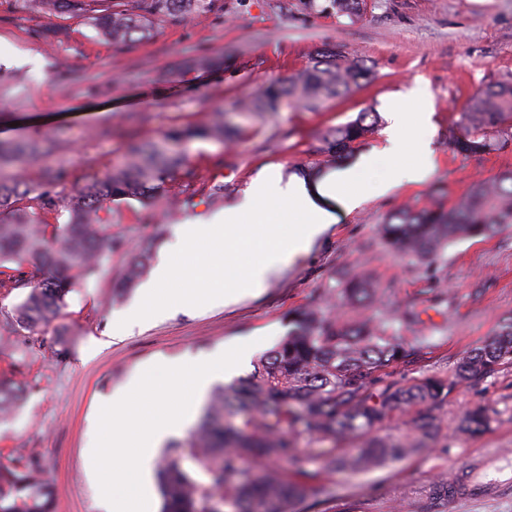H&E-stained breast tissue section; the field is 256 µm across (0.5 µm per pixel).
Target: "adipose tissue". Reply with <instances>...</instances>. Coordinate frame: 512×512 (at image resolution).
<instances>
[{"instance_id":"obj_1","label":"adipose tissue","mask_w":512,"mask_h":512,"mask_svg":"<svg viewBox=\"0 0 512 512\" xmlns=\"http://www.w3.org/2000/svg\"><path fill=\"white\" fill-rule=\"evenodd\" d=\"M392 119L386 152L401 165L377 185L380 193L423 181L434 170L428 138L411 135L412 126L428 127V112L399 105ZM359 170L344 169L315 182L268 175L252 184L239 205L183 224L145 284L140 305L115 323V334L160 311L228 305L259 292L336 224L339 213L360 205L365 189Z\"/></svg>"}]
</instances>
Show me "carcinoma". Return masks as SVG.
I'll return each instance as SVG.
<instances>
[{
  "mask_svg": "<svg viewBox=\"0 0 512 512\" xmlns=\"http://www.w3.org/2000/svg\"><path fill=\"white\" fill-rule=\"evenodd\" d=\"M21 7L84 17L98 33L121 48L150 39L159 21H183L221 11L223 0H19ZM339 15L359 14L362 0H329ZM372 77L367 60L337 46L317 49L308 63L283 81L236 102L243 119L223 112L208 122L174 126L149 142L128 141L123 159L101 175H73L72 191H56L65 175L63 143L0 141V288L30 287L3 324L9 333L37 334L67 304L73 286L96 275L112 250L126 242L112 237L101 213L116 197L153 205L173 201L178 211L204 196L224 203V185H198L189 147L199 140L234 143L246 123L266 121L284 107L319 112L359 89ZM380 114L367 109L341 126L325 130L313 153L328 164L348 156L375 132ZM461 134L454 149L481 156L512 143V76L490 82L460 114ZM44 157L34 174L29 162ZM68 213L64 224H50L52 213ZM512 224V170L491 182L474 183L466 197L444 207L400 209L383 222L381 234L402 255L419 260L436 256L458 239L484 238ZM147 250L127 268L111 298L122 296L146 272ZM42 274L34 282L27 271ZM344 300L367 307L376 288L363 276L342 288ZM421 322L406 309L390 319L343 320L331 311L310 309L294 319L288 336L263 355L254 370L210 396L199 424L188 438L172 443L158 470L163 512H290L289 506L319 488L288 479L299 463L295 438L313 443L356 439L352 454L336 448L317 454L318 469H301L309 480L338 468L351 473L399 460L435 442L443 431L448 399L460 383L494 375L512 365V317L488 344L464 357L455 378L425 377L411 385L388 378L385 369L410 356L398 331ZM22 389L0 379V418L11 414ZM418 406L413 433L401 440L378 436L395 414ZM493 417L486 410L466 414L459 430L473 435ZM51 492L27 465L0 463V512H52Z\"/></svg>",
  "mask_w": 512,
  "mask_h": 512,
  "instance_id": "carcinoma-1",
  "label": "carcinoma"
}]
</instances>
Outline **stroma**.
<instances>
[{
    "label": "stroma",
    "mask_w": 512,
    "mask_h": 512,
    "mask_svg": "<svg viewBox=\"0 0 512 512\" xmlns=\"http://www.w3.org/2000/svg\"><path fill=\"white\" fill-rule=\"evenodd\" d=\"M52 17L0 0V139L46 140L64 135L69 171H104L119 161L122 141L95 138L133 113L132 126L153 140L175 125L232 111L242 96L302 68L326 44L370 60L373 80L318 112L285 109L273 120L250 125L241 142L201 141L191 146L200 184L226 185L225 206L237 205L263 171L298 176L318 160L312 148L327 127L374 107L378 130L355 153L378 157L365 181L376 184L393 161L385 156L391 112L398 101L430 113L433 174L387 193L369 192L352 212L319 238L310 251L272 277L263 290L229 306L156 315L122 336L112 322L137 306L141 288L105 302L151 241L148 268H155L187 217L216 208L200 202L191 214L156 224L147 206L117 201L113 235L129 248L112 253L97 278L77 285L62 315L42 327L38 339L15 334L0 339V374L25 387L17 411L0 420V462L24 453L54 487L55 512H105L92 463L99 401L125 387L144 367L161 360L209 357L225 348L256 342L265 353L284 339L293 314L337 292L357 273L372 280L391 315L413 308L422 323L413 335L424 343L410 363L391 367L393 380L409 384L428 376L454 377L461 359L499 333L512 316V226L492 236L454 241L436 258L408 259L390 248L379 227L392 212L440 200L450 205L472 184L512 169V146L480 157L456 153L453 142L469 98L486 82L512 74V0H364L358 18L339 17L328 0H224L223 11L187 22L161 21L151 40L117 48L82 18L60 19L61 41L47 42ZM223 54V69L180 71L190 55ZM74 81L58 79L60 67ZM484 408L494 413L476 436L455 432L459 416ZM438 442L421 454L373 471H336L321 480L322 492L295 512H512V498L491 487L512 482V366L460 386L445 408ZM469 474L471 489L430 498L431 488Z\"/></svg>",
    "instance_id": "1"
}]
</instances>
